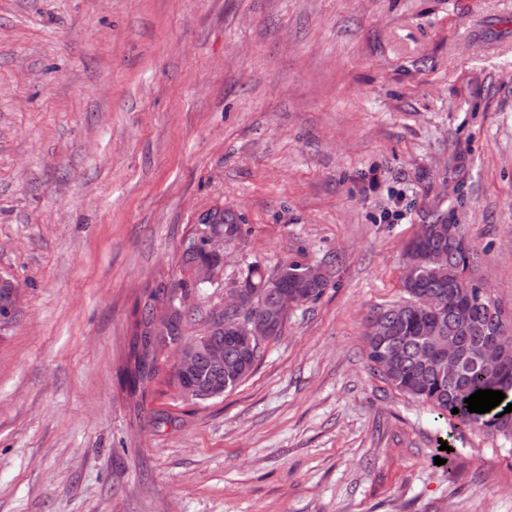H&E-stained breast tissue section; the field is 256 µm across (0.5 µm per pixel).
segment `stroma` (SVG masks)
Segmentation results:
<instances>
[{"label": "stroma", "instance_id": "1", "mask_svg": "<svg viewBox=\"0 0 512 512\" xmlns=\"http://www.w3.org/2000/svg\"><path fill=\"white\" fill-rule=\"evenodd\" d=\"M215 207L243 218L225 281L330 285L222 398L161 351L134 413L133 307ZM438 213L511 318L512 0H0V512H512V442L367 359ZM226 296L192 290L187 335Z\"/></svg>", "mask_w": 512, "mask_h": 512}]
</instances>
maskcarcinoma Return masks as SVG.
Wrapping results in <instances>:
<instances>
[{"mask_svg":"<svg viewBox=\"0 0 512 512\" xmlns=\"http://www.w3.org/2000/svg\"><path fill=\"white\" fill-rule=\"evenodd\" d=\"M210 221L220 225L224 233L229 235L228 241L238 240L242 234V217L231 208L216 207L206 213ZM430 234L426 240L415 242L406 251L412 272L405 279L403 291L406 297L385 308V321L391 335L399 337L400 361L396 370H389L379 354L378 340L371 333H366L368 359L386 381L398 391L411 398L429 405L438 414L450 419H459L469 427L492 429L505 437L512 438V416L505 413V408L512 403V339L505 338L506 358L503 362L507 376L500 378L484 372L474 363H468L461 380L448 384L434 372H424L419 363L420 352L435 345L439 336H458L462 339L466 355H475L476 345L486 336L490 329L497 327L492 310L497 308L495 302L485 301L471 311V322L465 323L454 313L455 302L448 300V289L457 288L470 293L480 288V281L474 276L467 278L461 274L469 269L474 270L477 251L464 237L460 225L449 223L442 214L434 217L429 224ZM212 256L206 251L204 244H196L190 239L181 243V267L187 269L196 264L206 262ZM310 268L299 262H289L277 272L269 273L260 265L254 264L247 268L241 278L232 282V286L246 284L255 293L250 313H256L260 307L269 303L291 301L294 305L315 302L329 286V275L321 270L317 277L305 280ZM194 283L183 277L176 282L166 283L159 279L156 284L146 289L144 300L137 301L132 313L131 335L124 363L117 371L118 380L127 396L134 404L136 411H141L146 388L158 372L159 348L184 338L183 316L173 318L165 330L155 336L139 334L138 329L151 322L154 303L173 302L179 294H183ZM423 291H429L440 297L437 319L429 323L428 316L415 306L416 297ZM215 338L224 342V359L229 365H238L235 373H227L201 362L198 374L193 378H184L171 372V381L179 392L186 391L190 386H203L211 382L221 385L217 394L207 392H191L189 399L204 402L224 396L234 390L252 372L261 352L256 344L248 354L240 353L236 341L230 334L218 330ZM500 390L506 398L491 411L478 414L467 409L465 399L478 390ZM459 413L452 414L453 409Z\"/></svg>","mask_w":512,"mask_h":512,"instance_id":"carcinoma-1","label":"carcinoma"}]
</instances>
